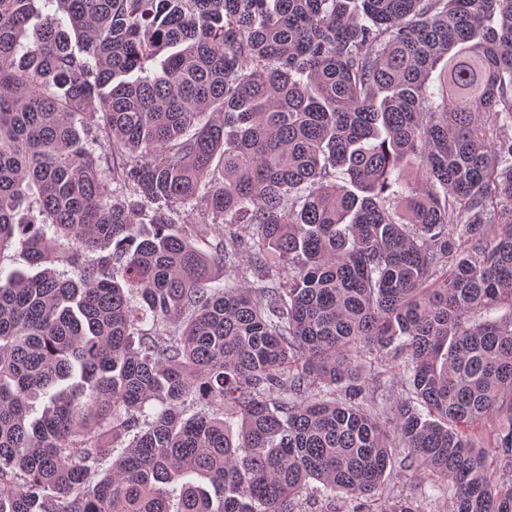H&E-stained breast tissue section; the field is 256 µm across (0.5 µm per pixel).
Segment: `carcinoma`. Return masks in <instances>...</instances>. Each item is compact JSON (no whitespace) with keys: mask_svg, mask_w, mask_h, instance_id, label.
<instances>
[{"mask_svg":"<svg viewBox=\"0 0 512 512\" xmlns=\"http://www.w3.org/2000/svg\"><path fill=\"white\" fill-rule=\"evenodd\" d=\"M12 246L0 512H512V0H0ZM368 357V389H367V404L373 405V403L381 402L382 399L393 398L398 396L402 392V379L400 376L395 374L394 367L397 366L400 360L395 359L392 353H384V354H367ZM370 362V363H369ZM390 370V372H389ZM392 370V372H391ZM390 375L391 377V385L383 384V381H380L381 377ZM380 384V385H379ZM467 433L482 448H494L496 445L497 420L495 417H486L471 426ZM387 486L392 494L413 498L421 512H454L453 501L450 499L425 498L420 480L410 472L394 470L388 477Z\"/></svg>","mask_w":512,"mask_h":512,"instance_id":"carcinoma-1","label":"carcinoma"}]
</instances>
